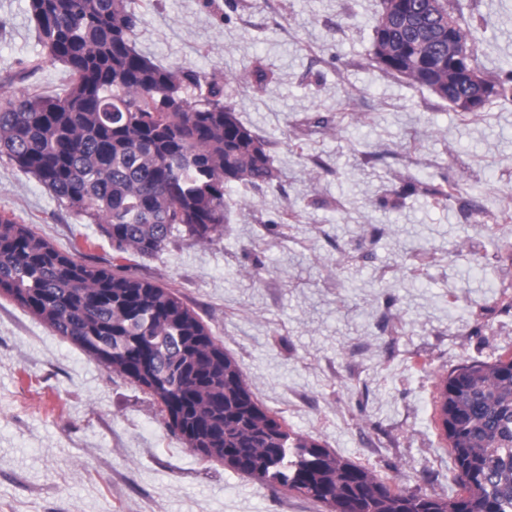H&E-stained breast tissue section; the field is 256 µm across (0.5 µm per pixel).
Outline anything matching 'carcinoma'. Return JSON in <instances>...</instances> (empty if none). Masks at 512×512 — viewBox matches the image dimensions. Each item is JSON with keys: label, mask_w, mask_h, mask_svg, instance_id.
Segmentation results:
<instances>
[{"label": "carcinoma", "mask_w": 512, "mask_h": 512, "mask_svg": "<svg viewBox=\"0 0 512 512\" xmlns=\"http://www.w3.org/2000/svg\"><path fill=\"white\" fill-rule=\"evenodd\" d=\"M62 95L0 96V157L60 205L100 226L113 250L163 251L175 236L224 231L231 184L276 178L267 143L224 103V81L140 52L128 0H29ZM446 0H382L378 67L448 101V52L473 58L472 30ZM146 390L170 430L204 458L331 512H512V356L460 366L440 381V426L462 492L406 494L288 429L262 409L238 365L171 289L83 263L0 215V293Z\"/></svg>", "instance_id": "carcinoma-1"}]
</instances>
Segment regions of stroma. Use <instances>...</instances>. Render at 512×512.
<instances>
[{"mask_svg":"<svg viewBox=\"0 0 512 512\" xmlns=\"http://www.w3.org/2000/svg\"><path fill=\"white\" fill-rule=\"evenodd\" d=\"M137 48L216 73L276 180L232 187L208 243L125 260L172 288L257 402L407 493L459 491L435 401L460 365L512 353V99L475 114L372 62L381 0H130ZM480 69L512 70V0H447ZM29 0H0V93H63ZM262 65L268 82L257 87ZM454 184L446 204L413 182ZM112 267L98 225L0 157V213ZM0 512H329L208 460L152 398L0 295Z\"/></svg>","mask_w":512,"mask_h":512,"instance_id":"obj_1","label":"stroma"}]
</instances>
